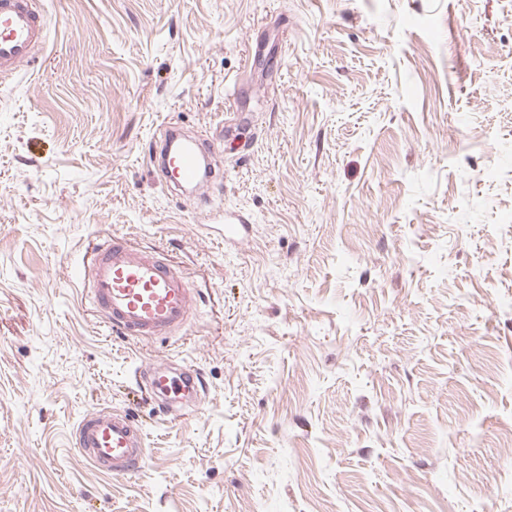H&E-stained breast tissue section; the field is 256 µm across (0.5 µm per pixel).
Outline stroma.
<instances>
[{"label":"stroma","mask_w":512,"mask_h":512,"mask_svg":"<svg viewBox=\"0 0 512 512\" xmlns=\"http://www.w3.org/2000/svg\"><path fill=\"white\" fill-rule=\"evenodd\" d=\"M43 3L0 77V512H512V0ZM168 126L218 181L167 188ZM115 233L182 270L185 335L82 299ZM172 359L207 390L160 417ZM99 408L144 468L81 457ZM248 224L241 216L228 217L224 215V243L241 245L246 240ZM75 438L81 454L113 477L131 475L148 459L140 430L120 411L103 408L89 412L77 425Z\"/></svg>","instance_id":"stroma-1"}]
</instances>
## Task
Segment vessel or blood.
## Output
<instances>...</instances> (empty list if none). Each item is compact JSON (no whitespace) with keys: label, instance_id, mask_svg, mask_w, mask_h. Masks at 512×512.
<instances>
[{"label":"vessel or blood","instance_id":"b4317fda","mask_svg":"<svg viewBox=\"0 0 512 512\" xmlns=\"http://www.w3.org/2000/svg\"><path fill=\"white\" fill-rule=\"evenodd\" d=\"M47 26L41 0H0V74L11 75L28 64L45 42ZM179 141L158 172L177 186L201 179L199 144ZM82 287L101 313L108 329L132 339L173 337L191 321L193 291L185 277L155 253L140 249L115 234L100 243L82 274ZM137 381L150 392L159 410L170 414L180 403L200 399L205 392L198 369L148 365L139 368ZM76 446L97 469L124 477L141 469L148 450L133 420L106 408L86 414L79 422Z\"/></svg>","mask_w":512,"mask_h":512}]
</instances>
